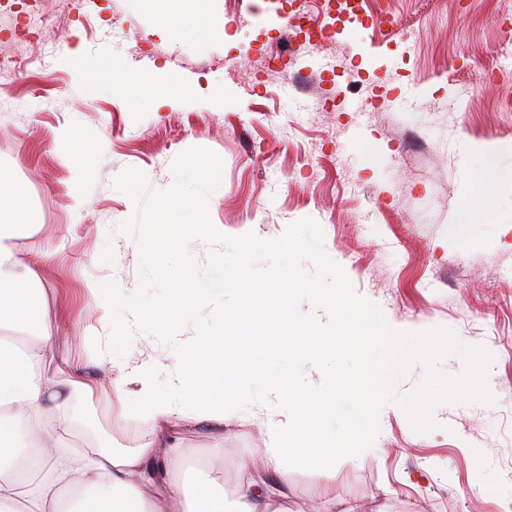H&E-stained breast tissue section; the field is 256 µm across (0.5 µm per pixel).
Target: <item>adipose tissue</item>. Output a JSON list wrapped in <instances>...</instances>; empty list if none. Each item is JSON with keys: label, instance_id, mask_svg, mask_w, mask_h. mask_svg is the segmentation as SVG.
I'll return each instance as SVG.
<instances>
[{"label": "adipose tissue", "instance_id": "ef3b65f1", "mask_svg": "<svg viewBox=\"0 0 512 512\" xmlns=\"http://www.w3.org/2000/svg\"><path fill=\"white\" fill-rule=\"evenodd\" d=\"M166 31L173 36L208 27L207 0L178 14L180 0H157ZM68 62L93 93L125 84L149 91L153 109L172 107L190 97V89L164 74L123 73L106 65L88 67L79 50ZM511 173L499 167L495 154L481 160L477 190L468 198L457 220L471 224L484 210L490 187ZM39 226L24 185L0 174V512H228L222 489L223 472H215L195 492L173 480L186 450L176 436L180 421L170 401L155 389L161 362L138 366L133 380L137 392L114 382V401L108 438L97 450L74 446L83 422L74 406L80 395L97 391V381L65 353L58 329L45 320V290L38 272L17 257L20 239L32 237ZM234 336V351L223 352L224 339L201 332L195 341L199 364L183 379L182 399L197 409L193 419L216 432L228 421H240L245 408L233 391L232 381L259 378L272 363L281 366L274 388L284 390L286 423L272 424L269 432L281 439L278 448H256L240 458L238 469L247 478L240 486L236 512H288L273 504L261 483L250 480L256 467L279 474L288 462L321 470L337 456L359 454L361 434L343 429L327 433L323 424L335 418L340 402L349 401L352 418L373 408L376 389L366 378L378 355L390 347L417 350L424 336L395 329L379 332L361 323L339 319L334 334L310 331L295 317L293 295L285 288H245ZM269 310L279 328L261 337L246 331L247 319L257 310ZM312 356L336 363L354 357L361 374L342 375L319 398H310L296 381L301 359ZM143 421L149 438L132 449H116L129 414Z\"/></svg>", "mask_w": 512, "mask_h": 512}]
</instances>
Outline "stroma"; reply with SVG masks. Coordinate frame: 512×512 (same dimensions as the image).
Masks as SVG:
<instances>
[{
	"mask_svg": "<svg viewBox=\"0 0 512 512\" xmlns=\"http://www.w3.org/2000/svg\"><path fill=\"white\" fill-rule=\"evenodd\" d=\"M44 27L16 26L0 0V57L23 67L0 84V171L23 182L39 216L18 256L42 270L47 320L72 356L107 342L88 283L112 280L124 294L139 284L135 241L118 232L133 212L114 186L128 167L152 187L174 182L172 163L203 147L223 161L209 212L229 236H281L314 219L327 254L390 326L440 341L431 356L404 354L397 371L379 363L378 394L363 454L321 471L289 464L272 483L292 512L362 504L365 512H495L512 499V181L475 216L467 235L454 221L473 189L478 162L497 152L512 170V14L500 0H365L366 23L344 24L330 41L289 45L286 0H208L233 43L190 32L166 36L148 0H24ZM390 15L399 26L376 25ZM80 48L93 63L165 69L197 88L176 107L153 110L145 91L88 96L66 62ZM104 153L83 168L57 156L63 130ZM123 368L92 369L99 391L83 400L103 420L112 382L148 357L174 380L177 359L155 336L136 333ZM250 416L225 425L223 441L188 423L187 488L224 463V494L235 500L237 462L270 446L268 426L285 421L280 390L235 382ZM413 403L404 413L400 404ZM223 446L215 459V446Z\"/></svg>",
	"mask_w": 512,
	"mask_h": 512,
	"instance_id": "35a3bbf8",
	"label": "stroma"
}]
</instances>
